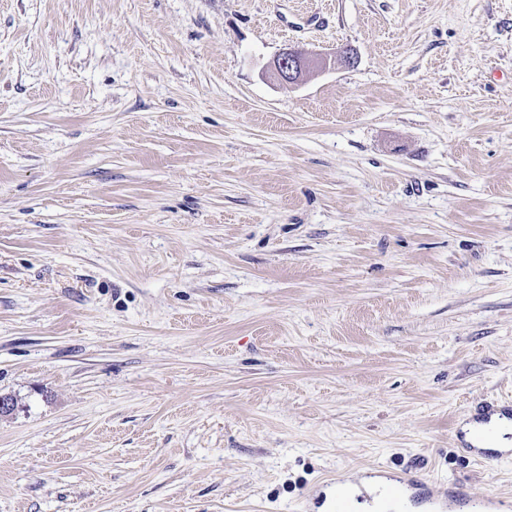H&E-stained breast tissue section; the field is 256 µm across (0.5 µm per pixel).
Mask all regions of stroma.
<instances>
[{
  "mask_svg": "<svg viewBox=\"0 0 512 512\" xmlns=\"http://www.w3.org/2000/svg\"><path fill=\"white\" fill-rule=\"evenodd\" d=\"M0 394V512H506L512 0H0ZM327 65V56H303L291 48H286L273 60L270 68L279 80L288 84H298L313 72L325 69Z\"/></svg>",
  "mask_w": 512,
  "mask_h": 512,
  "instance_id": "stroma-1",
  "label": "stroma"
}]
</instances>
